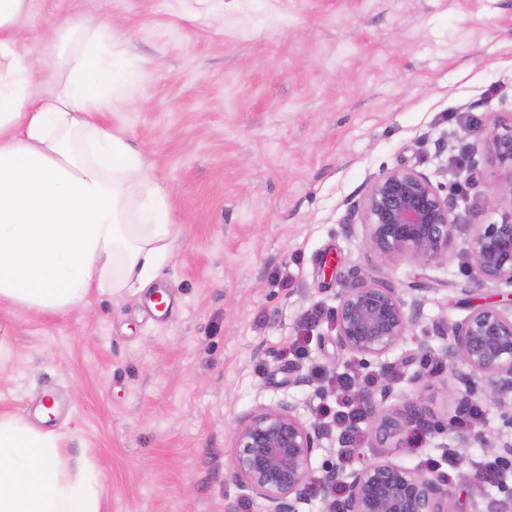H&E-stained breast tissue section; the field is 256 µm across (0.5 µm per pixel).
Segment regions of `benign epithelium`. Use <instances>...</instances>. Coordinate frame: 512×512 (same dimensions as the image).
<instances>
[{
    "instance_id": "7a95c632",
    "label": "benign epithelium",
    "mask_w": 512,
    "mask_h": 512,
    "mask_svg": "<svg viewBox=\"0 0 512 512\" xmlns=\"http://www.w3.org/2000/svg\"><path fill=\"white\" fill-rule=\"evenodd\" d=\"M486 203L503 202L509 209L501 221L486 224L475 215L466 247L459 248L453 217V198L440 194L430 177L406 166L385 170L369 183L354 205L365 228V248L382 265L409 259L423 265L440 264L457 251L469 259V279L461 288L460 302L471 308L460 322L441 335L448 345L435 351L424 338L417 353L437 359L442 366L462 364L465 389L457 410L465 412L485 397L500 407H512V299L476 304L475 290L506 282L512 285V118L494 120L488 140ZM424 296L405 293L379 280H359L337 294L333 325L338 346L362 365L380 361L394 350L421 316ZM393 395L391 380L380 389L365 387L357 394L377 448H401L418 431L446 435L459 451L479 440L512 455V414L502 420L495 436L475 426L442 425L427 417L421 396L401 407L386 408ZM319 425L301 419L296 407L283 401L260 408L240 421L232 441L230 477L260 503L261 512H300L313 496L325 512H449V480L430 469L416 470L382 457L361 468L339 459L312 475L311 460L319 448ZM342 500L336 502L335 489Z\"/></svg>"
}]
</instances>
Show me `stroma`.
<instances>
[{
    "label": "stroma",
    "instance_id": "obj_1",
    "mask_svg": "<svg viewBox=\"0 0 512 512\" xmlns=\"http://www.w3.org/2000/svg\"><path fill=\"white\" fill-rule=\"evenodd\" d=\"M63 17L111 25L113 49L140 80L107 113L142 147L168 187L181 229L175 256L121 301L34 314L0 308L13 359L0 375V411L35 418L44 394L61 399L47 428L68 432V455H88L103 478L104 512H259L229 476L233 431L261 407L292 402L319 422L333 391L299 375H351L380 386L382 369L353 362L331 319L309 331L306 357H284L303 316L332 311L357 279L425 288L422 316L386 358L389 406L414 397L426 367L417 338L464 319V256L424 266L366 256L351 209L369 181L400 165L452 192L460 237L487 220L486 166L463 186L471 145L512 113V0H32L21 21L40 56ZM464 385L436 368L424 404L448 423ZM439 437L404 448L361 446L423 469ZM472 445L446 472L450 512H485L512 496V471L473 484Z\"/></svg>",
    "mask_w": 512,
    "mask_h": 512
}]
</instances>
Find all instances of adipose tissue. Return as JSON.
<instances>
[{
	"label": "adipose tissue",
	"instance_id": "obj_1",
	"mask_svg": "<svg viewBox=\"0 0 512 512\" xmlns=\"http://www.w3.org/2000/svg\"><path fill=\"white\" fill-rule=\"evenodd\" d=\"M30 3L0 0V305L60 313L145 288L180 229L144 153L103 119L137 84L111 26L59 22L40 92L19 28ZM66 443L0 412V512H103L99 471Z\"/></svg>",
	"mask_w": 512,
	"mask_h": 512
}]
</instances>
